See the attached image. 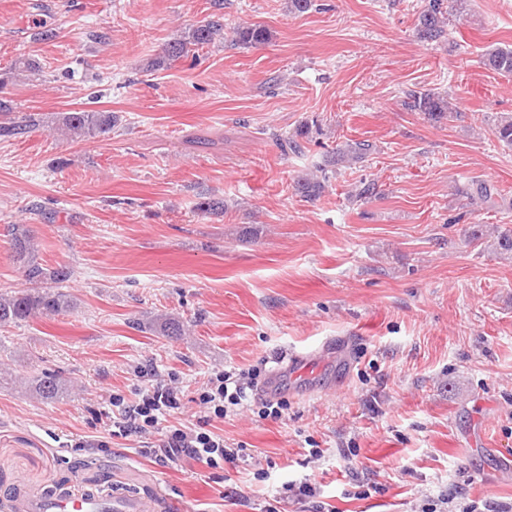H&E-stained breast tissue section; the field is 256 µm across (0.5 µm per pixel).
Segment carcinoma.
Instances as JSON below:
<instances>
[{"instance_id": "1", "label": "carcinoma", "mask_w": 512, "mask_h": 512, "mask_svg": "<svg viewBox=\"0 0 512 512\" xmlns=\"http://www.w3.org/2000/svg\"><path fill=\"white\" fill-rule=\"evenodd\" d=\"M447 7L445 0H428L425 10L419 15L417 32L419 39L427 43H438L445 36ZM234 40L243 46L265 44L270 35L266 28L257 25L239 26L233 30ZM224 39V22L211 18L197 22L183 34L171 40L162 55L147 62V70L156 71L169 67L185 58L191 52L209 48ZM484 65L505 76L512 77V45H491L484 53ZM39 63L31 58L18 60L11 68L10 75L21 79L24 74L36 75ZM406 106L414 112H421L432 119L451 118L448 99L431 90L412 91L408 94ZM117 116L106 111L62 112L56 117L54 130L71 140H92L112 132ZM493 136L498 142L512 146V115L493 120ZM371 145L365 142L345 143L324 152L317 166L320 173L333 172L338 167L351 166L365 160ZM296 192L307 201L319 199L326 190V179L301 178L295 183ZM494 195L490 185H479L463 193L469 203L488 202ZM11 236L15 259L25 273V287L11 293H0V327H7L38 315H58L73 304L70 295L62 291L63 284L72 276L69 267L60 265L47 268L38 261V254L32 242L31 230L25 224L11 225ZM496 251L512 256V228L498 230ZM61 385L57 374L43 372L35 378L34 391L42 397L51 398L58 393Z\"/></svg>"}]
</instances>
